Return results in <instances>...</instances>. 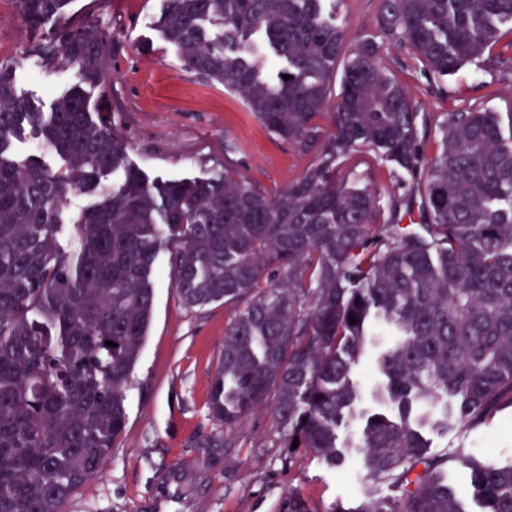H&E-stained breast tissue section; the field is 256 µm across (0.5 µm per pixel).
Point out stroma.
Returning a JSON list of instances; mask_svg holds the SVG:
<instances>
[{
	"label": "stroma",
	"instance_id": "stroma-1",
	"mask_svg": "<svg viewBox=\"0 0 512 512\" xmlns=\"http://www.w3.org/2000/svg\"><path fill=\"white\" fill-rule=\"evenodd\" d=\"M165 0H71V21H97L112 35L109 96L112 125L129 144L131 164L152 182L205 179L223 171L274 197L317 162V150H302L271 133L242 99L222 84L186 69L175 49L160 37L157 20ZM327 10L349 40L379 33V0H328ZM54 23L32 29L17 0H0V62L12 64L16 90L25 101L49 110L78 81L75 69H49L26 51L52 36ZM475 63L434 80L410 49L393 41L383 62L405 82L431 120L466 107L497 112L512 124V28ZM233 145L225 154V145ZM12 156L51 170L63 160L30 125L18 130ZM338 177L359 181L381 206L407 191L391 162L362 148L336 161ZM175 247L164 243L156 256L158 278L152 322L127 390V422L103 472L81 485L61 512H288L290 493L311 505L399 498L392 483L372 482L357 448L367 419L398 417L396 401L383 394L385 377L375 363L395 333L383 319L371 325L373 353L360 357L351 374L357 392L337 431L344 452L339 466L313 453L289 456L278 445L280 429L272 404L254 410L241 424L211 439V379L224 349V328L232 311L216 303L186 308L172 286ZM431 456L447 459L444 479L467 512H486L476 498L459 456L497 466L512 461V406L504 405L476 426L462 420L456 401L414 406Z\"/></svg>",
	"mask_w": 512,
	"mask_h": 512
}]
</instances>
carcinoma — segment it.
Listing matches in <instances>:
<instances>
[{"label":"carcinoma","instance_id":"carcinoma-1","mask_svg":"<svg viewBox=\"0 0 512 512\" xmlns=\"http://www.w3.org/2000/svg\"><path fill=\"white\" fill-rule=\"evenodd\" d=\"M325 2L168 0L158 22L185 67L238 95L269 131L305 150L324 142L314 169L275 198L227 172L148 184L107 106L86 96L110 63L111 36L97 24L64 26L58 42L31 47L45 66L79 75L48 112L18 95L12 65L0 62V512H59L101 473L126 426L161 224L177 244L185 307L234 310L211 382L216 423L238 424L271 398L288 455L336 461V425L355 398L350 373L379 315L399 333L379 364L403 414L369 421L360 448L370 479L402 486L404 497L327 512H464L440 481L448 460L427 455L407 414L414 399L450 393L470 424L512 405V124L505 134L496 112H449L426 157L429 118L382 51L387 40L405 44L435 79L451 76L512 27V0H380L382 40L352 46ZM69 3L19 0L31 27L64 18ZM257 35L285 62L273 78L255 57ZM24 119L66 171L8 158ZM361 147L409 179L380 224L375 195L336 175V160ZM119 169L123 184L104 188ZM86 194L100 200L74 224L80 244L67 254L61 215ZM406 216L416 227L401 226ZM458 462L490 512H512V463Z\"/></svg>","mask_w":512,"mask_h":512}]
</instances>
